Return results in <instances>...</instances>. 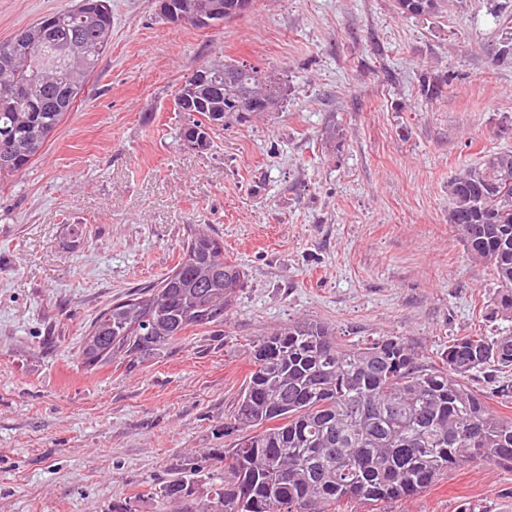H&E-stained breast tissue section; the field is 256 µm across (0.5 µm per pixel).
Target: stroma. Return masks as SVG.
Here are the masks:
<instances>
[{
    "mask_svg": "<svg viewBox=\"0 0 512 512\" xmlns=\"http://www.w3.org/2000/svg\"><path fill=\"white\" fill-rule=\"evenodd\" d=\"M76 0H0V43ZM448 0H256L219 30L112 0V42L74 112L0 189V512H164L158 488L225 430L255 341L297 318L344 343L401 336L436 365L498 336V283L448 222V181L512 151V11ZM274 72L280 111L181 147L182 83L215 61ZM448 78L422 95V76ZM244 270L223 325L134 371L76 353L113 300L170 273L195 225ZM512 512V468L476 460L407 500L344 512Z\"/></svg>",
    "mask_w": 512,
    "mask_h": 512,
    "instance_id": "obj_1",
    "label": "stroma"
}]
</instances>
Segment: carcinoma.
Returning <instances> with one entry per match:
<instances>
[{
    "label": "carcinoma",
    "mask_w": 512,
    "mask_h": 512,
    "mask_svg": "<svg viewBox=\"0 0 512 512\" xmlns=\"http://www.w3.org/2000/svg\"><path fill=\"white\" fill-rule=\"evenodd\" d=\"M447 0H419L406 15H434ZM95 0L52 12L0 44V182L26 169L72 112L112 38V13ZM264 96L276 112L282 92L260 68L226 64L192 97L213 108L210 127L245 119L239 101ZM448 223L467 256L492 267L500 288L491 314L512 321V151L488 154L448 180ZM223 240L201 227L161 281L114 301L92 321L76 354L87 370L139 365L191 329L224 324L242 286ZM442 366L419 362L401 336L345 345L328 324L297 319L258 341L233 416L240 436L182 468L160 488L167 512H339L349 501L412 498L468 460L512 467V418L467 384L473 372L512 366V334L461 336ZM220 466L215 482L207 466Z\"/></svg>",
    "instance_id": "carcinoma-1"
}]
</instances>
